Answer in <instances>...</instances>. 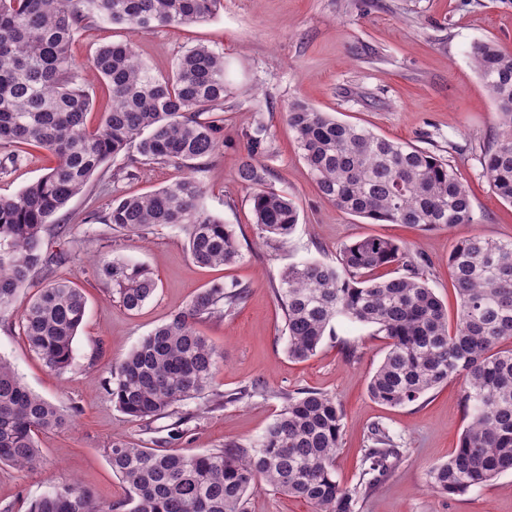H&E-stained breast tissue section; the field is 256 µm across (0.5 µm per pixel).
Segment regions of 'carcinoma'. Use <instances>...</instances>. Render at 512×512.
<instances>
[{
    "mask_svg": "<svg viewBox=\"0 0 512 512\" xmlns=\"http://www.w3.org/2000/svg\"><path fill=\"white\" fill-rule=\"evenodd\" d=\"M222 0H0V148L30 145L54 163L14 196H0V316L12 312L18 292L40 273L79 260L71 249L48 251L45 234L61 211L110 163L135 148L134 162L187 167L212 155L223 126L217 112L228 92L224 56L206 46L188 49L167 76L153 74L131 43L100 47L90 66L107 83L112 105L99 123H87L90 99L69 54L74 36L96 17L132 30L183 26L213 17ZM471 59L497 107L500 132L483 155L492 190L512 205V54L477 42ZM301 158L317 189L339 211L373 223L449 228L475 223L470 196L450 164L432 153L337 120L306 103L286 113ZM260 135L248 137L237 178L251 190L259 238L286 241L298 224L294 201L266 183ZM203 187L191 172L150 193L119 195L106 227L142 236L151 227L180 224L191 258L224 266L241 258L231 226L201 206ZM397 265L405 274L384 278ZM459 300L455 325L422 280L420 256L397 241L366 236L339 249L338 264L308 261L279 275L287 353L305 361L317 352L331 322L346 317L377 326L387 353L368 382L371 398L388 406L414 403L460 380L468 418L448 461L428 470L439 494L488 485L512 470V240L479 234L457 240L448 255ZM96 276L115 288L123 308L140 309L154 294L148 269L127 260H102ZM246 287L217 283L155 328L112 368V404L135 422L174 414L182 402L211 391L223 354L196 330L242 304ZM86 312L83 291L56 278L32 296L20 317L30 348L46 366L64 372ZM264 435L249 447L234 441L185 455L112 439V471L130 488L129 512H246L249 496L269 487L302 498L313 512H357L360 498L404 455L388 429L369 430L359 479L344 487L334 463L345 414L332 395L299 389ZM66 415L31 392L0 358V464L33 470L43 463L39 434L66 428ZM28 512H114L75 484L57 487Z\"/></svg>",
    "mask_w": 512,
    "mask_h": 512,
    "instance_id": "obj_1",
    "label": "carcinoma"
}]
</instances>
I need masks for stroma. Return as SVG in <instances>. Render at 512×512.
Instances as JSON below:
<instances>
[{"label": "stroma", "mask_w": 512, "mask_h": 512, "mask_svg": "<svg viewBox=\"0 0 512 512\" xmlns=\"http://www.w3.org/2000/svg\"><path fill=\"white\" fill-rule=\"evenodd\" d=\"M482 40L512 53V4L503 0H223L209 20L179 27L129 32L98 22L81 30L70 53L87 74L96 49L131 42L155 74L171 72L191 47L222 54L230 87L224 100L223 142L197 160L203 207L230 224L242 260L224 267L194 263L186 233L177 224L154 228L146 239L113 234L96 221L114 193L145 194L171 183L177 168L140 166L136 178L92 182L63 211L66 222L56 243L76 241L80 261L57 269L83 289V327L74 341L71 368L56 373L32 351L20 314L43 278L21 290L12 314L0 319V356L10 360L26 386L72 417L68 428L41 434L42 466L23 471L0 466V512H28L30 503L54 488L76 481L102 504L128 501V486L112 472L107 450L121 437L148 447L200 454L229 440L254 443L274 421L282 393L301 388L326 392L342 405L346 430L335 475L345 486L358 481L370 426H386L405 450L403 460L364 500L357 512H512V473L485 487L456 495L432 492L427 472L447 461L467 424L460 381L452 380L417 402L389 407L368 394L370 376L387 352L375 326L337 318L315 356L289 358L281 306L272 285L281 271L308 260L335 262L339 247L369 235L410 245L423 259L429 288L456 316L458 298L448 268L454 241L475 233L512 240V205L492 191L481 159L499 131L496 107L476 72L470 50ZM304 101L338 120L382 137L410 143L452 165L473 205L474 223L418 229L405 224H370L341 213L320 197L296 148L286 112ZM261 133L259 161L267 184L287 193L299 222L287 242L262 241L254 224L249 189L237 178L247 137ZM52 158L26 147L16 165L0 168V195L12 196L44 175ZM98 258L143 264L157 288L136 312L123 309L117 294L94 273ZM237 282L249 289L244 304L224 318L200 324L199 331L223 350L216 390L242 392L238 402L207 410L205 398L181 403L190 414L185 433L172 441L171 418L150 425L129 421L110 401L106 385L112 366L157 326L214 283Z\"/></svg>", "instance_id": "35a3bbf8"}]
</instances>
